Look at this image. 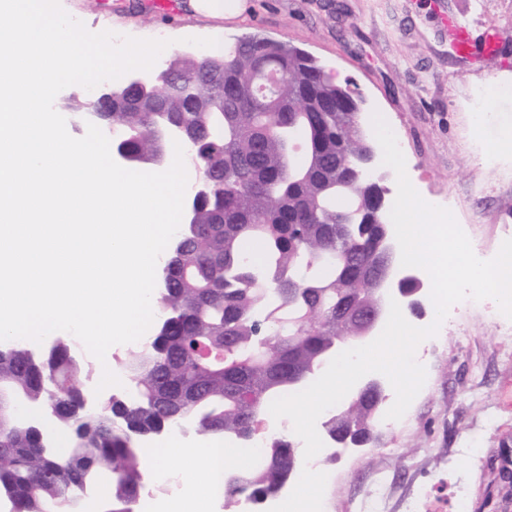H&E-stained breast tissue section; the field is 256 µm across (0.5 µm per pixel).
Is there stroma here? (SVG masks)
Returning a JSON list of instances; mask_svg holds the SVG:
<instances>
[{
    "instance_id": "obj_1",
    "label": "stroma",
    "mask_w": 512,
    "mask_h": 512,
    "mask_svg": "<svg viewBox=\"0 0 512 512\" xmlns=\"http://www.w3.org/2000/svg\"><path fill=\"white\" fill-rule=\"evenodd\" d=\"M94 32L167 41L166 62L199 54L204 20L158 0H60ZM226 43L257 34L314 56L337 82H352L364 120L380 113L400 134L418 193L448 200L467 236L495 253L496 229L512 225V157L486 160L483 144L512 134V94L486 103L495 79L512 80V0H249ZM474 36L497 35L495 55L454 54L446 20ZM428 385L409 426L380 430L376 447L348 448L321 465L327 512H512V335L475 309L463 329L428 339Z\"/></svg>"
}]
</instances>
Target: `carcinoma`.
<instances>
[{"label": "carcinoma", "instance_id": "obj_1", "mask_svg": "<svg viewBox=\"0 0 512 512\" xmlns=\"http://www.w3.org/2000/svg\"><path fill=\"white\" fill-rule=\"evenodd\" d=\"M224 73L216 85L208 74ZM93 121L124 134L115 148L154 167L182 127L193 140L186 164L206 192L165 255L154 292L161 317L120 367L135 396H112L84 413L80 378L92 364L69 342L34 356L20 339L0 343V501L11 512H78L107 488L111 512H133L146 484L152 435L191 421L207 441L249 439L271 402L298 390L359 325L338 311L378 300L384 242L394 238L384 189L374 178L337 185L348 165L376 151L360 101L303 50L259 35L224 56L170 62L153 94L122 80ZM383 392L369 390L323 427L343 447L368 445ZM40 405L68 431L66 451L22 416ZM295 442L267 439L262 461L225 475V512L246 496L280 493L298 475Z\"/></svg>", "mask_w": 512, "mask_h": 512}]
</instances>
